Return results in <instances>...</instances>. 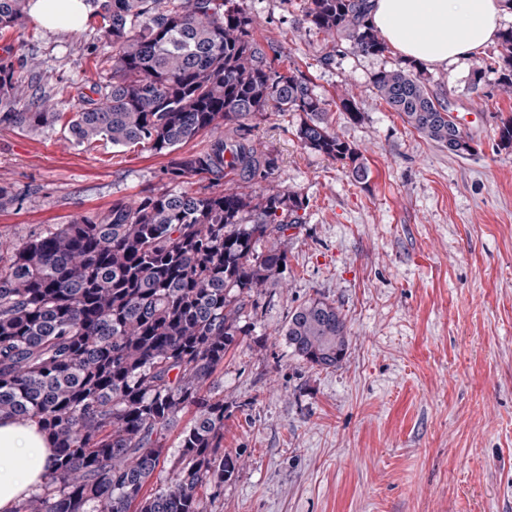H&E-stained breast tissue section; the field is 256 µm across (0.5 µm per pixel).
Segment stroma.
Instances as JSON below:
<instances>
[{
  "mask_svg": "<svg viewBox=\"0 0 512 512\" xmlns=\"http://www.w3.org/2000/svg\"><path fill=\"white\" fill-rule=\"evenodd\" d=\"M255 39L282 53L329 104V125L369 174L304 148L297 113H269L252 133L277 158L272 183L307 201L283 247L288 269L248 310L252 334L224 358V449L239 469L209 512H512V116L485 53L425 75L474 155L426 141L378 99L374 73L396 52L360 56L304 20L303 0H239ZM35 58L57 111L72 112L109 69L89 27L0 34V58ZM481 82H474V70ZM364 114L350 120L342 91ZM171 154L103 142L87 150L61 126L0 127V243L164 187ZM322 297L346 317L340 366L292 356L291 310Z\"/></svg>",
  "mask_w": 512,
  "mask_h": 512,
  "instance_id": "1",
  "label": "stroma"
}]
</instances>
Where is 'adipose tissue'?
Here are the masks:
<instances>
[{"instance_id":"ef3b65f1","label":"adipose tissue","mask_w":512,"mask_h":512,"mask_svg":"<svg viewBox=\"0 0 512 512\" xmlns=\"http://www.w3.org/2000/svg\"><path fill=\"white\" fill-rule=\"evenodd\" d=\"M85 0H33V16L49 29L77 28ZM501 0H373L372 21L402 57L440 66L470 57L497 36ZM53 464L51 442L37 425L0 418V512L40 484Z\"/></svg>"}]
</instances>
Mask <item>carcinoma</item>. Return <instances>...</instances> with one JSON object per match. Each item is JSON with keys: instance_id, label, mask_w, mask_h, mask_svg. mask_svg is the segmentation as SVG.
Returning <instances> with one entry per match:
<instances>
[{"instance_id": "1", "label": "carcinoma", "mask_w": 512, "mask_h": 512, "mask_svg": "<svg viewBox=\"0 0 512 512\" xmlns=\"http://www.w3.org/2000/svg\"><path fill=\"white\" fill-rule=\"evenodd\" d=\"M86 2L87 26L112 44L108 80L67 116L17 74H36L34 59L1 58L0 126L38 132L65 117L78 144L158 153L200 134L210 142L169 163L171 187L116 199L0 256V416L40 424L54 448L45 481L12 512H208L238 469L224 452V394L214 378L250 335L245 309L282 275V241L306 208L298 192L270 185L277 158L245 128L270 112H296L304 147L354 179L367 167L331 130L310 80L256 41V18L237 0ZM371 8L370 0H307L305 20L361 55L382 56L388 46ZM27 19V0H0V33L22 32ZM493 56L512 93V27ZM372 86L426 140L475 153L420 66L385 67ZM338 101L362 119L352 95ZM229 175L254 190L213 188ZM196 176L210 184L180 189ZM284 336L319 369L339 366L349 346L344 316L322 298L291 311ZM177 427L173 453L167 437ZM168 460L170 483L148 488Z\"/></svg>"}]
</instances>
